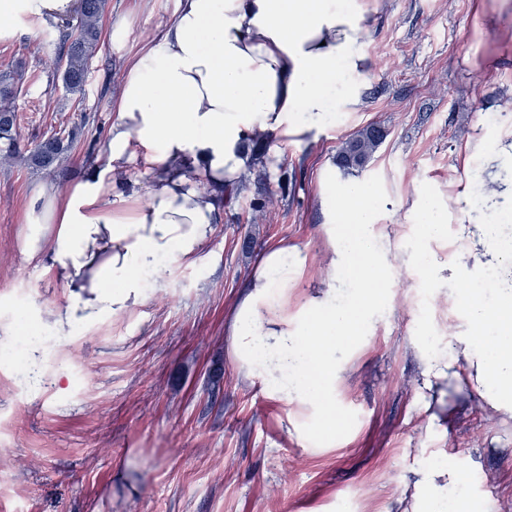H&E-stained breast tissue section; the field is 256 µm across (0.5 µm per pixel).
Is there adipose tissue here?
I'll list each match as a JSON object with an SVG mask.
<instances>
[{
	"mask_svg": "<svg viewBox=\"0 0 512 512\" xmlns=\"http://www.w3.org/2000/svg\"><path fill=\"white\" fill-rule=\"evenodd\" d=\"M78 7L79 0H0V28L19 14L55 22ZM372 24L361 0H176L172 19L123 62L102 161L68 188L41 183L33 197L40 223L57 231L28 252L72 290L66 305L43 312L55 336L126 312L143 302L145 276L194 263L224 221L225 187L253 167L258 136H316L337 71L365 69L354 46ZM137 164L139 178L121 181ZM322 188L321 268L331 282L291 312L308 258L285 242L268 249L227 334L245 377L332 433L340 422L336 351L369 329L392 264L364 186L331 180ZM340 286L352 291L347 301L336 299ZM466 298L458 347L481 396L512 413V290L491 299L472 287ZM415 474L418 512H475L468 496H450L464 480L454 462H423Z\"/></svg>",
	"mask_w": 512,
	"mask_h": 512,
	"instance_id": "obj_1",
	"label": "adipose tissue"
}]
</instances>
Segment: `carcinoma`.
Returning a JSON list of instances; mask_svg holds the SVG:
<instances>
[{"label": "carcinoma", "mask_w": 512, "mask_h": 512, "mask_svg": "<svg viewBox=\"0 0 512 512\" xmlns=\"http://www.w3.org/2000/svg\"><path fill=\"white\" fill-rule=\"evenodd\" d=\"M107 3L108 0H81L79 11L61 25L56 75L65 91L72 95H84L90 66L101 48ZM23 94L22 79L9 72L0 74V160L9 163L20 158L34 171L50 172L58 168L81 140L85 125L73 127L63 138L54 135L22 152L15 101ZM384 140L379 126L363 127L341 143L335 157L336 166L346 175L363 171Z\"/></svg>", "instance_id": "1"}]
</instances>
